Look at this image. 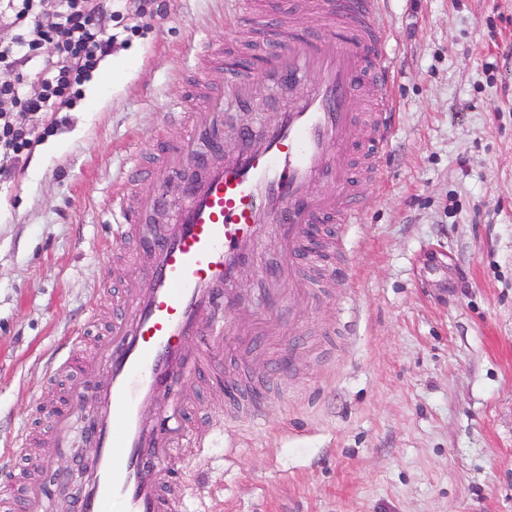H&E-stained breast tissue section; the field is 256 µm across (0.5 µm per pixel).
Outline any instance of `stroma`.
Segmentation results:
<instances>
[{
  "label": "stroma",
  "mask_w": 512,
  "mask_h": 512,
  "mask_svg": "<svg viewBox=\"0 0 512 512\" xmlns=\"http://www.w3.org/2000/svg\"><path fill=\"white\" fill-rule=\"evenodd\" d=\"M226 0H114L112 53L0 188V467L19 480V434L66 412L90 310L109 315L112 192L133 153L186 131L176 113L204 45L223 47ZM398 55L397 115L364 211L325 247L315 298L276 309L296 341L239 350L226 375L267 393L239 416L206 380L182 385L215 426L188 470L189 512H512V0H377ZM224 112L227 148L296 107L306 85H269ZM276 237L245 266L262 305ZM289 369H281L284 354ZM81 430L55 458L71 512L92 454Z\"/></svg>",
  "instance_id": "obj_1"
}]
</instances>
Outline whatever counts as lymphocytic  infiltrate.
I'll list each match as a JSON object with an SVG mask.
<instances>
[{"label":"lymphocytic infiltrate","mask_w":512,"mask_h":512,"mask_svg":"<svg viewBox=\"0 0 512 512\" xmlns=\"http://www.w3.org/2000/svg\"><path fill=\"white\" fill-rule=\"evenodd\" d=\"M43 0H0V67L15 74L0 84V98L11 100L0 113V185L14 182L38 141L26 115L51 123L54 113L69 111L80 86L105 57L115 36L109 19L112 0H55V20L43 27L36 7ZM52 40L55 54L45 60L36 53L43 40ZM37 69L40 84L29 91L30 69Z\"/></svg>","instance_id":"obj_1"}]
</instances>
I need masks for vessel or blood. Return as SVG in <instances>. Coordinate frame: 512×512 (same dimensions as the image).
<instances>
[{
	"label": "vessel or blood",
	"mask_w": 512,
	"mask_h": 512,
	"mask_svg": "<svg viewBox=\"0 0 512 512\" xmlns=\"http://www.w3.org/2000/svg\"><path fill=\"white\" fill-rule=\"evenodd\" d=\"M374 0H281L270 18L251 0H227L236 31L260 29L274 48V71L317 81L302 102L255 136L247 151L224 164L200 168L203 148L224 136L226 106L247 104L255 85L246 63L231 69H194L183 140L158 164L133 157L132 170L159 182L181 179L183 200L173 224L144 236L140 215L154 198H133L128 186L112 194V229L122 249L123 281L112 305L111 327L99 338L94 364L105 365L108 387L97 410L80 418L95 437V463L79 512H186L191 487L184 448L204 446L212 428L201 413L194 428L147 429L143 411L160 394H174L189 376L221 375L238 339L254 335L247 310L238 308L234 285L248 248L269 230L283 245L280 276L306 284L313 260L303 239L309 225H332L342 237L362 212L363 176L357 152L368 161L388 141L393 115L395 53L377 19ZM376 108L360 112L356 103ZM326 184L325 193L308 189ZM198 348L187 353L184 342ZM42 484L0 491V512H47Z\"/></svg>",
	"instance_id": "1"
}]
</instances>
